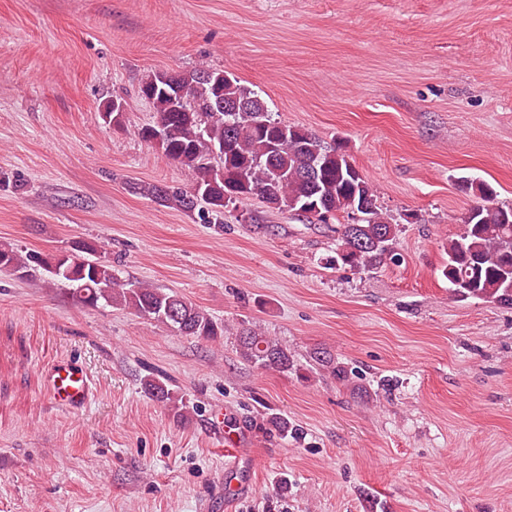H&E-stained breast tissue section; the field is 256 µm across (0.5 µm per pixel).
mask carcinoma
<instances>
[{
	"label": "carcinoma",
	"instance_id": "1",
	"mask_svg": "<svg viewBox=\"0 0 512 512\" xmlns=\"http://www.w3.org/2000/svg\"><path fill=\"white\" fill-rule=\"evenodd\" d=\"M140 93L152 104L154 119L138 129L139 137L188 170L192 181L184 190L132 182L131 193L191 211L188 198L195 192L198 204L218 214L220 224L224 210L251 198L324 224L357 212L363 216L359 223L341 222L336 228L338 249L346 251L342 264L365 270L397 260L393 218L377 205L373 186L341 147L273 119L260 96L234 76L201 66L183 72L173 87L156 71L142 82ZM460 185L481 203L464 213L465 231L445 247L442 274L449 291L462 300L512 308V201L497 200L492 185L479 177L463 176ZM33 265L68 283L72 297L85 305L102 301L128 309L185 336L219 335L217 324L192 301L164 288L122 280L105 261L72 254L43 258L0 244V272L24 273ZM237 346L242 359L258 368L297 375L303 370L286 346L254 329H242ZM309 363L339 381L352 376L324 348L313 350ZM145 392L177 413L186 408L183 398L163 382L146 381Z\"/></svg>",
	"mask_w": 512,
	"mask_h": 512
}]
</instances>
